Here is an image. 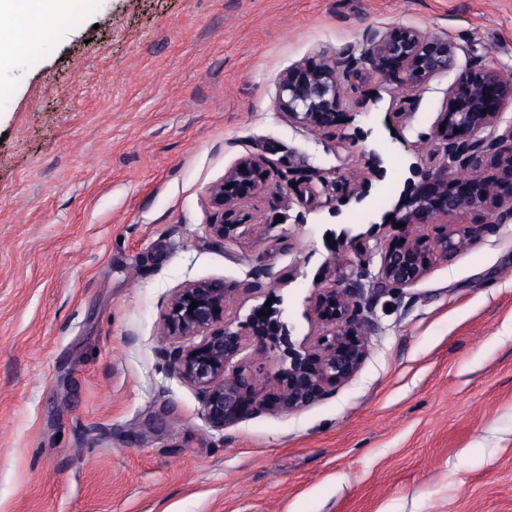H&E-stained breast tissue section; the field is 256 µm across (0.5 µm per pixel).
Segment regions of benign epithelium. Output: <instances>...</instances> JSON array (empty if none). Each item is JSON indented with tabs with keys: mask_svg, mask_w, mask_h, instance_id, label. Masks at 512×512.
Returning a JSON list of instances; mask_svg holds the SVG:
<instances>
[{
	"mask_svg": "<svg viewBox=\"0 0 512 512\" xmlns=\"http://www.w3.org/2000/svg\"><path fill=\"white\" fill-rule=\"evenodd\" d=\"M399 61L404 67V82L420 88L436 75L454 67L455 45L448 39L429 37L415 28L374 31L365 41L359 63L381 65ZM342 80L336 60L326 56L316 68L297 65L286 70L279 82L276 109L285 115L302 116L315 128L330 126L343 106ZM512 104V73L491 66L461 72L451 90L448 108L442 113L437 132L443 141L442 160L428 170L417 191L405 203L400 224H433L438 220H459L477 210L502 222L512 220V193L504 196L494 179L457 181L452 170L456 140L494 127L500 110ZM496 161L504 179L512 185V129L499 138ZM274 171L260 156H244L212 184L208 201L214 218L209 234L219 240L233 235L242 224L245 194L269 186ZM477 230L446 231L432 239L409 234L397 247L381 257L379 279L384 288H402L420 279L438 260H450L476 238ZM335 287L326 289L316 314L331 326L314 348L297 350L289 341V331L281 312L270 310L251 324L252 335L260 344L282 348L277 358L274 379L279 387L278 404L297 411L312 403L327 390L352 379L367 354L366 329L353 318L356 293L353 273L327 266ZM227 300L224 282L192 281L175 289L169 298L166 337L199 336L191 347L177 346L164 351L177 376L197 387L203 395V411L208 423L224 429L240 421L248 411L246 397L257 398L254 378L230 365L243 348L238 331L222 325ZM198 306L189 309L192 302Z\"/></svg>",
	"mask_w": 512,
	"mask_h": 512,
	"instance_id": "7a95c632",
	"label": "benign epithelium"
}]
</instances>
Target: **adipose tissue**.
Masks as SVG:
<instances>
[{"instance_id":"ef3b65f1","label":"adipose tissue","mask_w":512,"mask_h":512,"mask_svg":"<svg viewBox=\"0 0 512 512\" xmlns=\"http://www.w3.org/2000/svg\"><path fill=\"white\" fill-rule=\"evenodd\" d=\"M95 0H0V68L33 43L50 46L54 27L77 23Z\"/></svg>"}]
</instances>
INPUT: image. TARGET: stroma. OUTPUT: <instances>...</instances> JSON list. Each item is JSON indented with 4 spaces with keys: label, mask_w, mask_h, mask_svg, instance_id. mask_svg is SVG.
<instances>
[{
    "label": "stroma",
    "mask_w": 512,
    "mask_h": 512,
    "mask_svg": "<svg viewBox=\"0 0 512 512\" xmlns=\"http://www.w3.org/2000/svg\"><path fill=\"white\" fill-rule=\"evenodd\" d=\"M395 27L448 37L453 71L414 90L373 68L325 129L275 110L289 66L347 65ZM484 65L512 71V0H97L0 70V512H512V220L467 215L472 246L377 283L441 157L455 75ZM511 127L507 104L460 144L462 179L473 145L492 155ZM247 155L366 199L333 215L271 187L215 239L206 190ZM332 258L373 325L361 370L301 410L213 428L162 353L171 292L223 281L224 323L247 337L233 364L268 388L250 318L282 302L293 342L316 343Z\"/></svg>",
    "instance_id": "stroma-1"
}]
</instances>
